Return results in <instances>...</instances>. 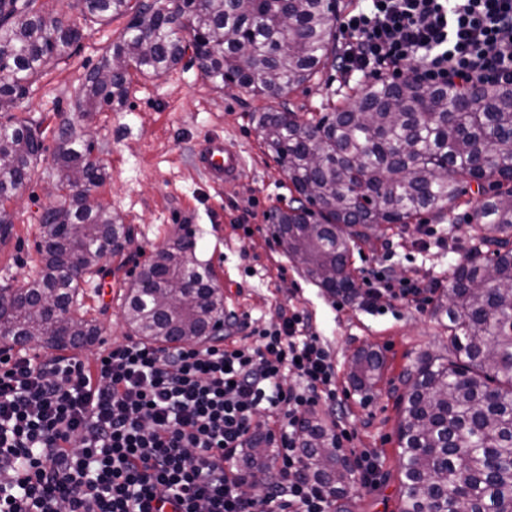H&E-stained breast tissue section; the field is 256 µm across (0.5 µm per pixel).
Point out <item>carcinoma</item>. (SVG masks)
I'll list each match as a JSON object with an SVG mask.
<instances>
[{"label":"carcinoma","mask_w":512,"mask_h":512,"mask_svg":"<svg viewBox=\"0 0 512 512\" xmlns=\"http://www.w3.org/2000/svg\"><path fill=\"white\" fill-rule=\"evenodd\" d=\"M74 20L49 18L38 0H0V112L26 98L30 86L69 55L83 23L127 16L118 37L79 86L78 104L97 112L126 96L131 76L160 77L193 48L203 76L254 96L292 89L336 65L329 0H180L162 14L148 0H77ZM256 132L304 199L279 214L274 232L304 273L338 296L354 298L353 240L367 242L392 224L422 213L453 212L475 182L487 187L473 218L480 234L469 250L487 253L453 272L432 308L448 328V358L418 355L404 372L399 427V512H512V87L377 79L344 107L318 118L262 112ZM42 142L21 121L0 124V239L11 230L14 197L41 156ZM56 190L68 205L45 219L56 231L38 247L39 267L24 287L0 288V329L26 343L76 350L101 336L96 320L66 277L74 261L98 270L100 250L123 247L121 218L93 195L105 167L77 137L53 156ZM197 279L190 303L172 282ZM224 309V296L182 239L143 266L129 289L124 320L152 341H199ZM383 367L372 350L356 354L350 375L373 394ZM311 475L347 495L352 470L334 432L317 414L301 440ZM248 474L270 476V441L246 448Z\"/></svg>","instance_id":"cac0c4a2"}]
</instances>
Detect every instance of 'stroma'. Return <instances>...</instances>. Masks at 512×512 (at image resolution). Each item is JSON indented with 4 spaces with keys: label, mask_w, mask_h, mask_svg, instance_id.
Listing matches in <instances>:
<instances>
[{
    "label": "stroma",
    "mask_w": 512,
    "mask_h": 512,
    "mask_svg": "<svg viewBox=\"0 0 512 512\" xmlns=\"http://www.w3.org/2000/svg\"><path fill=\"white\" fill-rule=\"evenodd\" d=\"M126 24L120 18L85 29L79 50L34 84L15 110L36 128L45 150L19 196L8 203L14 224L0 242V286L32 278L43 218L64 203L53 174V150L62 130L92 136L106 167L97 196L121 215L128 230L122 250L81 287L85 306L101 328V341L115 346L132 338L122 304L141 266L158 246L178 237L191 240L196 260L210 268L224 295L225 310L248 314L259 325L278 322L281 308L291 305L312 315L332 351L342 399L339 406L321 404L315 411L328 422L343 419L353 432V441L342 446L345 455L366 449L380 462L378 485L351 489L341 506L344 512H397L402 378L418 354L448 352V333L433 320L431 309L449 287L455 267L472 258L466 244L476 230V187H468L459 199L452 222L426 214L421 223L393 225L382 237L354 248L350 263L361 293L352 300L334 296L305 276L273 234L278 212L294 206L298 195L261 145L253 117L271 107L311 115L346 105L363 74L347 81L331 68L270 100L239 88L215 89L188 54L161 77L133 76L123 102L83 115L75 108L74 91ZM209 135L230 140L246 159L244 173L221 186L211 184L194 165ZM377 270L427 282L423 300L387 298L370 306L365 293ZM362 348L378 351L385 363L367 401L349 379L351 360Z\"/></svg>",
    "instance_id": "stroma-1"
}]
</instances>
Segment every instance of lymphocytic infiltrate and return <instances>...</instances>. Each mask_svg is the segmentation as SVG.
<instances>
[{"instance_id": "1", "label": "lymphocytic infiltrate", "mask_w": 512, "mask_h": 512, "mask_svg": "<svg viewBox=\"0 0 512 512\" xmlns=\"http://www.w3.org/2000/svg\"><path fill=\"white\" fill-rule=\"evenodd\" d=\"M371 2L341 23V74L512 86V0ZM249 335L131 339L91 364L1 355L0 512H336L300 447L307 415L339 400L331 350L295 307ZM272 424V482L245 494L241 450Z\"/></svg>"}]
</instances>
